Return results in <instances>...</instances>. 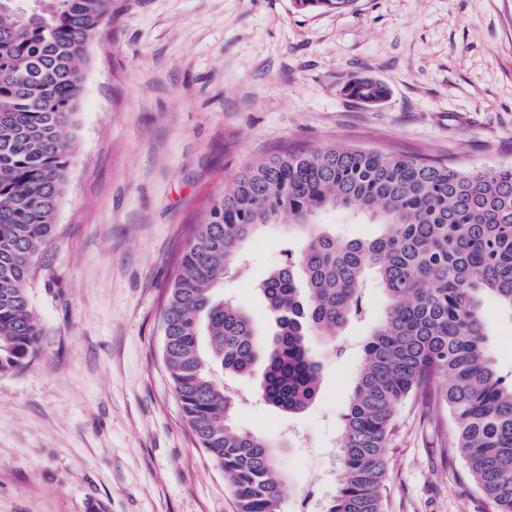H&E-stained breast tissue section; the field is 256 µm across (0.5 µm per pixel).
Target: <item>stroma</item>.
<instances>
[{"label":"stroma","instance_id":"stroma-1","mask_svg":"<svg viewBox=\"0 0 512 512\" xmlns=\"http://www.w3.org/2000/svg\"><path fill=\"white\" fill-rule=\"evenodd\" d=\"M74 153L54 236L28 299L36 356L0 375V512H237L223 470L185 422L165 367L162 309L190 232L243 166L281 147L336 144L454 167L512 166V0H358L306 14L292 0H122L83 68ZM370 77L379 104L346 96ZM285 225L250 239L224 296L273 321L258 291L284 260ZM372 317L335 354L313 339L320 397L287 415L253 378L225 376L239 427L291 445L285 512L335 493L336 442ZM490 353L512 372V318L485 301ZM389 448L390 512H476L433 421L404 405ZM351 97L365 105H374L387 97L386 87L379 81L368 77L351 78L343 87Z\"/></svg>","mask_w":512,"mask_h":512}]
</instances>
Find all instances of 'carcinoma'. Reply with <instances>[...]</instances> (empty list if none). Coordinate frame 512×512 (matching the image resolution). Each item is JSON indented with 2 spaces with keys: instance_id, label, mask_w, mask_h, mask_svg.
I'll use <instances>...</instances> for the list:
<instances>
[{
  "instance_id": "carcinoma-1",
  "label": "carcinoma",
  "mask_w": 512,
  "mask_h": 512,
  "mask_svg": "<svg viewBox=\"0 0 512 512\" xmlns=\"http://www.w3.org/2000/svg\"><path fill=\"white\" fill-rule=\"evenodd\" d=\"M0 0V374L38 349L26 285L51 242L65 188L81 67L121 0ZM357 0H293L302 12H344ZM343 90L365 105L386 87L355 77ZM342 208L380 231L341 239L315 223ZM286 223L299 246L260 286L277 332L217 293L245 261V243ZM387 307L362 345L338 441L336 493L325 512H388L387 450L399 407L434 420L444 452L461 456L481 493L478 512H512V376L488 350L482 303L512 318V167L469 171L408 154L348 146L285 149L246 165L210 207L180 261L162 312L163 358L197 444L222 469L239 512H284V442L238 428L236 396L212 369L257 377L260 397L299 413L320 396L309 339L337 354L341 330L367 319L370 287Z\"/></svg>"
}]
</instances>
